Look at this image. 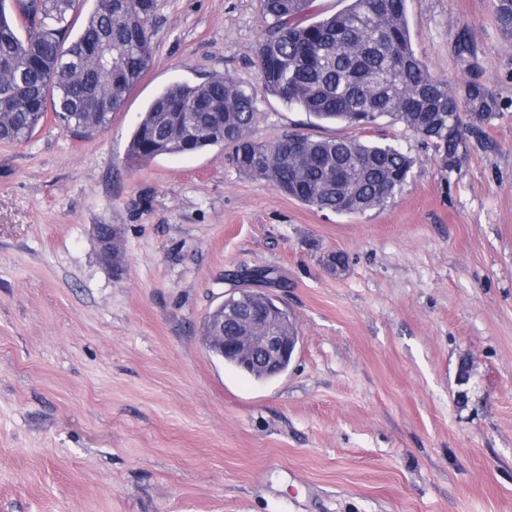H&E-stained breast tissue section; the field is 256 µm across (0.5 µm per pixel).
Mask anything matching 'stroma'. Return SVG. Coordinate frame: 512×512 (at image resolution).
I'll return each mask as SVG.
<instances>
[{
	"label": "stroma",
	"mask_w": 512,
	"mask_h": 512,
	"mask_svg": "<svg viewBox=\"0 0 512 512\" xmlns=\"http://www.w3.org/2000/svg\"><path fill=\"white\" fill-rule=\"evenodd\" d=\"M493 5L406 0L430 71L480 78L500 111L446 169L382 122L371 139L415 160L382 210L313 209L222 145L129 159L165 86L257 85L259 0H160L153 60L102 131L48 118L0 143V512H512V41ZM257 107L259 141L350 133ZM97 224L124 230L121 275ZM255 267L299 336L268 381L202 337Z\"/></svg>",
	"instance_id": "obj_1"
}]
</instances>
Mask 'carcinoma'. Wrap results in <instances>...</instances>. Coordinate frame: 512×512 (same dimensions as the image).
<instances>
[{"instance_id": "1", "label": "carcinoma", "mask_w": 512, "mask_h": 512, "mask_svg": "<svg viewBox=\"0 0 512 512\" xmlns=\"http://www.w3.org/2000/svg\"><path fill=\"white\" fill-rule=\"evenodd\" d=\"M75 0H0V140L27 141L52 112L65 130L91 134L120 111L152 60L149 26L159 0H95L75 37ZM269 18L257 48L260 90L230 75L174 82L141 113L128 144L134 161L223 144L238 170L319 211L362 214L400 195L414 160L360 137L294 133L257 142V92L281 97L315 124L362 133L382 119L433 145L442 168L454 165L466 135L478 136L499 112L479 78L454 90L415 53L405 0H350L312 20L314 0H261ZM495 19L512 40V0H494ZM70 44H65L66 40ZM474 56L466 28L457 61Z\"/></svg>"}]
</instances>
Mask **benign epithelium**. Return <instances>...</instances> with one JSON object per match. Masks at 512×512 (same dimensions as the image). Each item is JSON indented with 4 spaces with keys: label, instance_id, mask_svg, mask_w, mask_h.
<instances>
[{
    "label": "benign epithelium",
    "instance_id": "1",
    "mask_svg": "<svg viewBox=\"0 0 512 512\" xmlns=\"http://www.w3.org/2000/svg\"><path fill=\"white\" fill-rule=\"evenodd\" d=\"M121 235L99 247L100 260L108 267L123 256ZM209 349L230 353L244 364L267 375L283 373V363L291 361L299 340L294 324L284 308L263 290H244L225 299L206 318Z\"/></svg>",
    "mask_w": 512,
    "mask_h": 512
}]
</instances>
